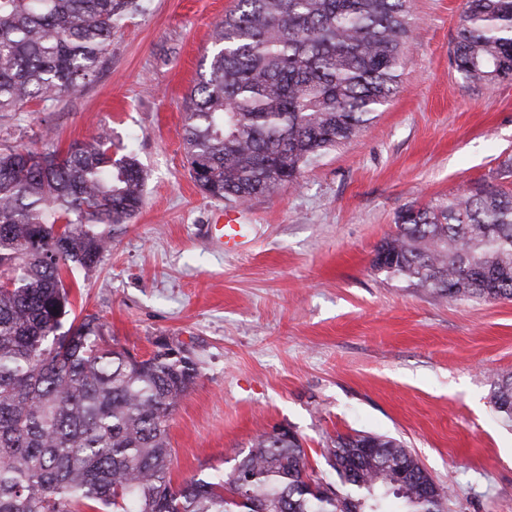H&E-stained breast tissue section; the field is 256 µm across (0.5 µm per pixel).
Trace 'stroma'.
Listing matches in <instances>:
<instances>
[{"label": "stroma", "instance_id": "obj_1", "mask_svg": "<svg viewBox=\"0 0 512 512\" xmlns=\"http://www.w3.org/2000/svg\"><path fill=\"white\" fill-rule=\"evenodd\" d=\"M112 26L96 79L0 112V148L107 136L134 153L144 204L110 228L93 269L67 274L76 316L141 357L186 352L198 376L169 421L171 476L230 471L275 426L311 468L336 435L385 434L448 487L445 512H512V428L491 403L512 377V300H449L376 272L399 211L497 185L512 156V78L465 83L451 39L465 0H412L402 82L354 139L252 198L250 248L228 255L206 227L216 200L188 173L183 104L235 0H141Z\"/></svg>", "mask_w": 512, "mask_h": 512}]
</instances>
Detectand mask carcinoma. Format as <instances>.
<instances>
[{"mask_svg": "<svg viewBox=\"0 0 512 512\" xmlns=\"http://www.w3.org/2000/svg\"><path fill=\"white\" fill-rule=\"evenodd\" d=\"M137 0H0V112L91 83L112 20ZM411 0H236L185 99L189 173L239 204L299 184L313 156L365 128L396 93ZM450 59L468 82L512 77V0H466ZM145 172L99 137L64 152L0 150V512H444L443 486L386 435H339L322 458L343 490L308 473L298 435H259L230 471L171 477L169 419L197 378L188 356L137 360L73 318L64 274L95 267L99 225L140 211ZM372 267L449 299H512V188L477 186L400 211ZM68 329H63L65 322ZM492 402L512 425V378ZM368 448L353 474L349 457Z\"/></svg>", "mask_w": 512, "mask_h": 512, "instance_id": "1", "label": "carcinoma"}]
</instances>
